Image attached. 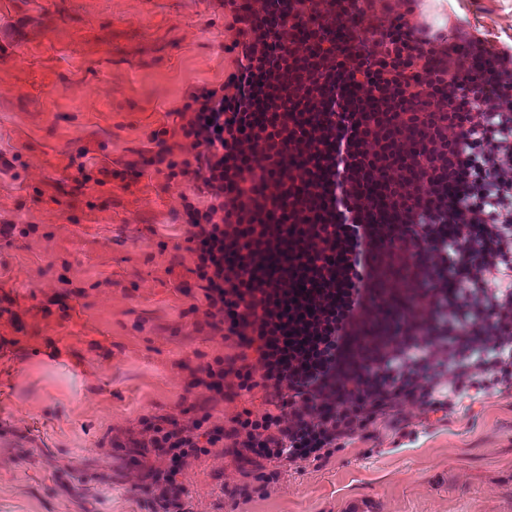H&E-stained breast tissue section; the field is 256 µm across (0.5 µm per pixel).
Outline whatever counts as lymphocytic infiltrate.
<instances>
[{
  "mask_svg": "<svg viewBox=\"0 0 512 512\" xmlns=\"http://www.w3.org/2000/svg\"><path fill=\"white\" fill-rule=\"evenodd\" d=\"M224 7L233 71L141 162L212 197L183 205L184 294L229 349L192 370L202 402L112 438L138 449L152 512H191L178 477L215 448L252 465L231 490L247 502L379 425L412 437L512 393V37L441 32L417 0ZM389 297L397 322L365 335Z\"/></svg>",
  "mask_w": 512,
  "mask_h": 512,
  "instance_id": "1",
  "label": "lymphocytic infiltrate"
}]
</instances>
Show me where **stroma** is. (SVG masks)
Returning a JSON list of instances; mask_svg holds the SVG:
<instances>
[{"label":"stroma","instance_id":"1","mask_svg":"<svg viewBox=\"0 0 512 512\" xmlns=\"http://www.w3.org/2000/svg\"><path fill=\"white\" fill-rule=\"evenodd\" d=\"M470 22L493 11L512 36V0H427ZM224 0H0V512H150L140 471L110 439L139 417L178 413L199 364L224 354L195 326L182 201L210 197L154 169L136 174L153 134L181 142L186 97L223 83ZM116 170L77 187L69 159ZM61 304H52L53 296ZM60 338L66 354L49 355ZM380 450L284 472L267 498L237 502L233 456L191 460L194 512H512V395L464 400L418 436L380 429Z\"/></svg>","mask_w":512,"mask_h":512}]
</instances>
